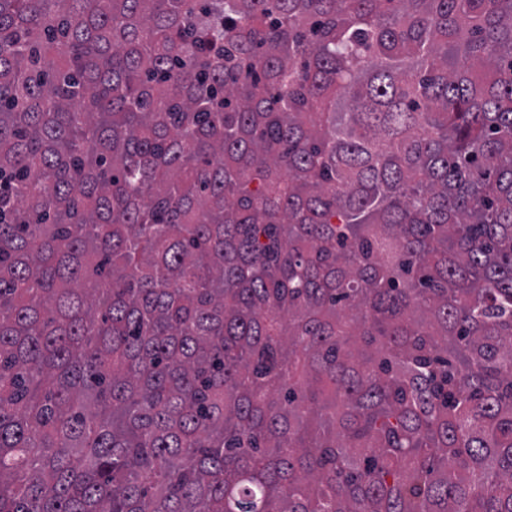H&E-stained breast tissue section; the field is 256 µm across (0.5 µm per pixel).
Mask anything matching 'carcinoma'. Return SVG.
<instances>
[{"mask_svg": "<svg viewBox=\"0 0 512 512\" xmlns=\"http://www.w3.org/2000/svg\"><path fill=\"white\" fill-rule=\"evenodd\" d=\"M0 512H512V0H0Z\"/></svg>", "mask_w": 512, "mask_h": 512, "instance_id": "carcinoma-1", "label": "carcinoma"}]
</instances>
